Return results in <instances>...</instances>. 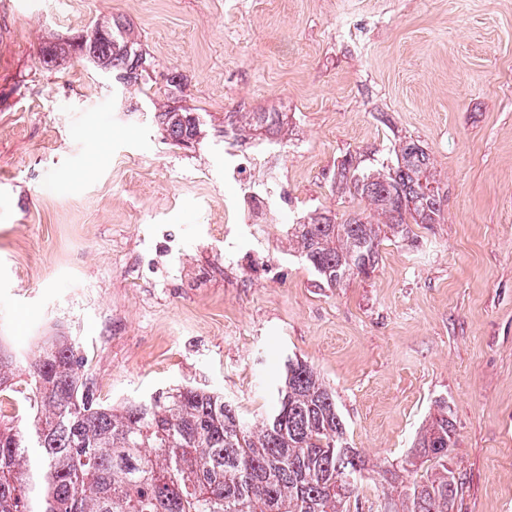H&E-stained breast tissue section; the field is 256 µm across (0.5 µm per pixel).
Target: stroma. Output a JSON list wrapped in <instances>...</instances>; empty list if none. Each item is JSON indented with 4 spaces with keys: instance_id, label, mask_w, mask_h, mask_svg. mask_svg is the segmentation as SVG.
Masks as SVG:
<instances>
[{
    "instance_id": "stroma-1",
    "label": "stroma",
    "mask_w": 512,
    "mask_h": 512,
    "mask_svg": "<svg viewBox=\"0 0 512 512\" xmlns=\"http://www.w3.org/2000/svg\"><path fill=\"white\" fill-rule=\"evenodd\" d=\"M112 15L152 57L153 91L179 73L170 105L212 117L201 145L171 146L141 93L80 62L37 68ZM228 112L287 113L277 207L295 220L361 209L338 165L412 138L441 223L337 288L289 226L254 254L257 212L224 179ZM53 336L105 405L192 383L255 415L284 360L307 361L368 461L359 512L446 397L455 512H512V0H0V343L20 356Z\"/></svg>"
}]
</instances>
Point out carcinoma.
<instances>
[{
	"label": "carcinoma",
	"instance_id": "carcinoma-1",
	"mask_svg": "<svg viewBox=\"0 0 512 512\" xmlns=\"http://www.w3.org/2000/svg\"><path fill=\"white\" fill-rule=\"evenodd\" d=\"M146 84L151 61L128 23L95 21L39 52L51 69L65 55ZM176 146L200 144L196 113L154 108ZM284 112H226L224 134L277 135ZM395 163L368 168L349 156L338 189L368 203L338 222L322 213L292 225L296 252L321 284L335 288L374 271L385 240H406L413 224H438L440 188L419 141L394 148ZM84 358L65 336L33 347L23 362L0 349V391L22 384L30 416L0 415V512H350L366 461L347 441L336 392L298 358L284 364L273 410L248 421L224 394L185 385L118 406L97 400ZM455 425L436 399L411 454L385 470L381 512H454L459 493L451 454ZM423 470L409 483L400 471Z\"/></svg>",
	"mask_w": 512,
	"mask_h": 512
}]
</instances>
